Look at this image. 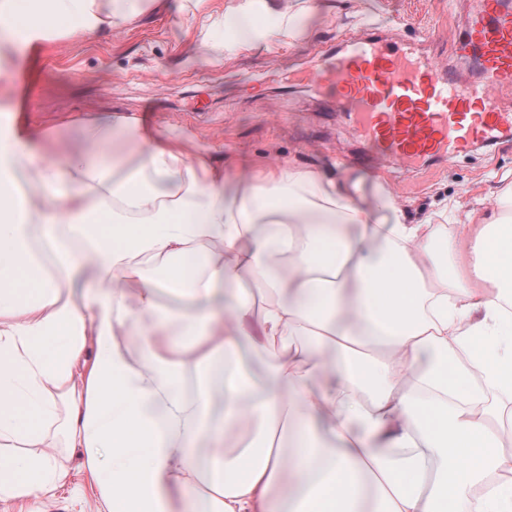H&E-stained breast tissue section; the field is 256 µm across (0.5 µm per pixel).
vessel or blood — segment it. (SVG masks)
I'll use <instances>...</instances> for the list:
<instances>
[{"instance_id": "vessel-or-blood-1", "label": "vessel or blood", "mask_w": 512, "mask_h": 512, "mask_svg": "<svg viewBox=\"0 0 512 512\" xmlns=\"http://www.w3.org/2000/svg\"><path fill=\"white\" fill-rule=\"evenodd\" d=\"M463 48L474 56L480 82L375 36L337 57L320 81L339 105L355 110L368 147L394 163L451 159L512 134V112L496 97L512 87V0H482Z\"/></svg>"}]
</instances>
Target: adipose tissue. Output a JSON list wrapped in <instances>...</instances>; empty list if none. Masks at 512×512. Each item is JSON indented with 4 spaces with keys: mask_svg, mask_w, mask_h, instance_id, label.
Listing matches in <instances>:
<instances>
[{
    "mask_svg": "<svg viewBox=\"0 0 512 512\" xmlns=\"http://www.w3.org/2000/svg\"><path fill=\"white\" fill-rule=\"evenodd\" d=\"M136 16L0 0V44ZM221 21L257 44L255 0ZM81 138L61 154L0 130V504L43 512L77 448L106 512H512L492 481L512 470V427L492 429L486 398L512 395V192L475 231L315 166L245 183L132 118ZM196 254L192 280L154 277ZM243 346L261 389L227 368Z\"/></svg>",
    "mask_w": 512,
    "mask_h": 512,
    "instance_id": "ef3b65f1",
    "label": "adipose tissue"
}]
</instances>
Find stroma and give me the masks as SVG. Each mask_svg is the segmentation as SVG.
Segmentation results:
<instances>
[{"mask_svg": "<svg viewBox=\"0 0 512 512\" xmlns=\"http://www.w3.org/2000/svg\"><path fill=\"white\" fill-rule=\"evenodd\" d=\"M304 20L294 39L276 33L251 50L232 43L222 24L200 32L188 18L195 0H168L156 10L143 0L136 25L90 39L66 37L32 47H0V76L11 96L0 111L16 127L60 136L78 147L66 116L86 113L112 124L133 115L161 133L186 136L193 147L224 157L230 175L249 176L254 164L305 167L364 176L361 192L372 196L381 182L411 219L437 224L480 225L498 196L512 189V136L475 147L450 161L401 168L364 145L352 116L337 105L313 72L329 68L356 34L391 33L399 43L423 45L430 30L440 41V64L473 74L457 54L475 0H329ZM417 28L397 27L399 15ZM207 50H199L200 40ZM68 475L45 512H102L81 469L80 450H68Z\"/></svg>", "mask_w": 512, "mask_h": 512, "instance_id": "35a3bbf8", "label": "stroma"}]
</instances>
